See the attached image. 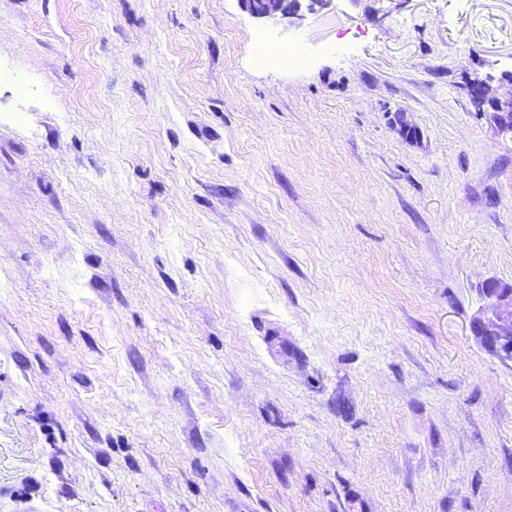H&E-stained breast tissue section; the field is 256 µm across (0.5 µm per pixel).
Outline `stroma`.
<instances>
[{
	"instance_id": "35a3bbf8",
	"label": "stroma",
	"mask_w": 512,
	"mask_h": 512,
	"mask_svg": "<svg viewBox=\"0 0 512 512\" xmlns=\"http://www.w3.org/2000/svg\"><path fill=\"white\" fill-rule=\"evenodd\" d=\"M479 82L512 0H0V512H512ZM244 9L258 19H279L299 17L302 11L301 0H240ZM480 291L488 304L473 320L472 334L500 362L512 366V281L487 279Z\"/></svg>"
}]
</instances>
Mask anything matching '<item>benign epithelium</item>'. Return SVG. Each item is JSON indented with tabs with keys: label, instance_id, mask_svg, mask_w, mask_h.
<instances>
[{
	"label": "benign epithelium",
	"instance_id": "benign-epithelium-1",
	"mask_svg": "<svg viewBox=\"0 0 512 512\" xmlns=\"http://www.w3.org/2000/svg\"><path fill=\"white\" fill-rule=\"evenodd\" d=\"M331 0H241L244 9L258 19L298 17L302 9L309 11L328 5ZM474 97L490 108V118L498 133L512 137V98L500 100L487 95L479 87ZM488 301L482 315L471 324L473 336L500 362L512 366V281L487 279L480 288Z\"/></svg>",
	"mask_w": 512,
	"mask_h": 512
}]
</instances>
